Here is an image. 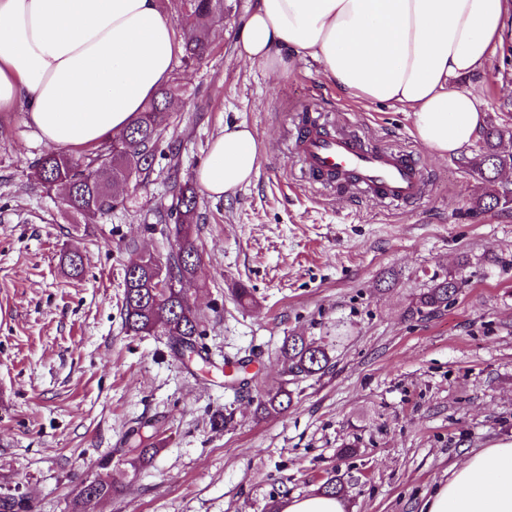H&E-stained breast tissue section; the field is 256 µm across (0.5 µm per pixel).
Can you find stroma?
<instances>
[{"mask_svg": "<svg viewBox=\"0 0 512 512\" xmlns=\"http://www.w3.org/2000/svg\"><path fill=\"white\" fill-rule=\"evenodd\" d=\"M255 4L224 0L212 54L176 60L154 171L106 217L73 216L61 191L36 185L30 166L50 147L23 113L0 112V495L30 512H73L93 479L113 486L93 512H281L332 475L346 512H419L451 466L512 439V213L472 210L485 190L466 167L476 146L432 153L410 113L348 97L312 59L283 77L250 62L240 32ZM454 85L511 151L512 50ZM307 109L369 146L413 152L427 193L394 207L309 179L293 146ZM228 123L256 133L258 170L234 194L198 196L202 264L184 292L208 359L186 365L165 337L127 332L124 269L172 249L155 213ZM66 249L82 254L81 276L61 267ZM451 273L465 285L448 306L417 313ZM240 284L251 304L238 303ZM291 333L331 344L334 368L286 376ZM244 360L242 388L221 368ZM282 382L292 405L258 418V394ZM142 433L156 453L134 470Z\"/></svg>", "mask_w": 512, "mask_h": 512, "instance_id": "obj_1", "label": "stroma"}]
</instances>
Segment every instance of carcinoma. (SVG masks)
Instances as JSON below:
<instances>
[{
    "mask_svg": "<svg viewBox=\"0 0 512 512\" xmlns=\"http://www.w3.org/2000/svg\"><path fill=\"white\" fill-rule=\"evenodd\" d=\"M223 0H182L184 16V62L197 61L211 52L205 29L221 14ZM172 90L166 86L146 104L127 130L128 145L113 151L112 144L103 142L86 150L74 159L58 153H47L32 166V180L43 188L59 184L66 188L67 207L83 218L106 215L123 203L114 189L132 181L144 184L153 169L156 151L169 125L168 103ZM504 132L490 126L484 132L479 153L468 161L486 185L483 195L475 199L473 208L494 211L512 207V185L502 181L501 175L512 169V154L499 149ZM197 214V194L190 182L178 185L176 202L157 215V223L172 224L181 241L166 261L165 275L178 282L192 278L201 254L192 238V226ZM61 263L72 276L83 272L82 257L74 251H65ZM463 286V281L450 276L435 281L419 295L417 311L435 309L448 304ZM124 324L133 335L161 334L168 338L171 348L181 347L196 356L199 346V318L192 312L181 289L162 288L160 281L144 267L134 274L124 270L123 297ZM280 358L293 376H315L332 367L333 357L327 345L301 334L284 338ZM293 402V392L281 383L267 388L258 398L257 413L265 418L285 411ZM112 493V484L87 481L76 495L74 512H90L92 506ZM24 498L0 497V512H27Z\"/></svg>",
    "mask_w": 512,
    "mask_h": 512,
    "instance_id": "carcinoma-1",
    "label": "carcinoma"
}]
</instances>
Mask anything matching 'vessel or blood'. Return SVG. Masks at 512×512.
Returning <instances> with one entry per match:
<instances>
[{"label": "vessel or blood", "mask_w": 512, "mask_h": 512, "mask_svg": "<svg viewBox=\"0 0 512 512\" xmlns=\"http://www.w3.org/2000/svg\"><path fill=\"white\" fill-rule=\"evenodd\" d=\"M296 149L304 170L325 185L339 180L360 195L393 206L423 191V174L411 153L367 146L350 131L335 132L312 121L298 126Z\"/></svg>", "instance_id": "obj_1"}]
</instances>
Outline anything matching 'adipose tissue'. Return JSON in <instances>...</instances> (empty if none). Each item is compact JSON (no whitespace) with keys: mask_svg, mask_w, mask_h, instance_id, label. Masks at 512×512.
<instances>
[{"mask_svg":"<svg viewBox=\"0 0 512 512\" xmlns=\"http://www.w3.org/2000/svg\"><path fill=\"white\" fill-rule=\"evenodd\" d=\"M511 17L512 0H257L240 38L269 70L308 56L344 94L400 106L444 156L482 126L475 96L450 80L486 65ZM180 51L162 0H0V112L24 113L55 148L99 144L169 83ZM257 168L253 130L228 124L196 180L219 199ZM421 512H512V440L468 454Z\"/></svg>","mask_w":512,"mask_h":512,"instance_id":"obj_1","label":"adipose tissue"}]
</instances>
